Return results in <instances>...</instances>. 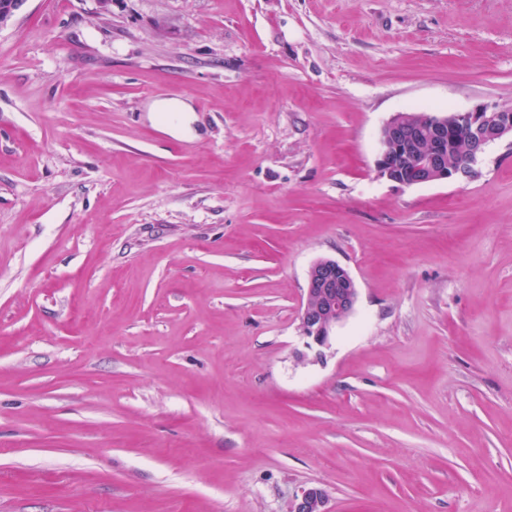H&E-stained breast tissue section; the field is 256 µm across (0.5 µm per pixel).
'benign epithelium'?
<instances>
[{
    "label": "benign epithelium",
    "mask_w": 512,
    "mask_h": 512,
    "mask_svg": "<svg viewBox=\"0 0 512 512\" xmlns=\"http://www.w3.org/2000/svg\"><path fill=\"white\" fill-rule=\"evenodd\" d=\"M27 0H3L0 28L21 11ZM469 131L465 161L448 165V129L456 124ZM512 138V109L480 105L471 110L433 111L427 121L409 112L393 115L378 137V174L404 187L466 179L478 173V164L487 148L504 138ZM358 299L350 272L333 259H320L308 270L307 288L300 313L299 330L306 345L329 346L332 332L355 310ZM327 497L320 487H309L296 496L289 512H328Z\"/></svg>",
    "instance_id": "7a95c632"
}]
</instances>
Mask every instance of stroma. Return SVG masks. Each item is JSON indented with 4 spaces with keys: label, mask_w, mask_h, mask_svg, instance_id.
<instances>
[{
    "label": "stroma",
    "mask_w": 512,
    "mask_h": 512,
    "mask_svg": "<svg viewBox=\"0 0 512 512\" xmlns=\"http://www.w3.org/2000/svg\"><path fill=\"white\" fill-rule=\"evenodd\" d=\"M188 102L193 135L159 129ZM512 0H27L0 29V512H512ZM356 308L322 354L317 260ZM423 122L418 115L399 112L381 128L378 137V174L404 187L466 179L478 173V164L487 148L497 141L512 139V109L480 105L471 110L431 111ZM462 124L449 135L452 145L448 152V128ZM430 131L428 137L422 131ZM469 147L465 161L464 149ZM358 299L350 272L333 259H320L308 270L307 288L300 313L299 330L306 345L317 347V354L330 342L336 326L355 310ZM327 497L320 487H309L296 496L289 507V512H328Z\"/></svg>",
    "instance_id": "stroma-1"
}]
</instances>
